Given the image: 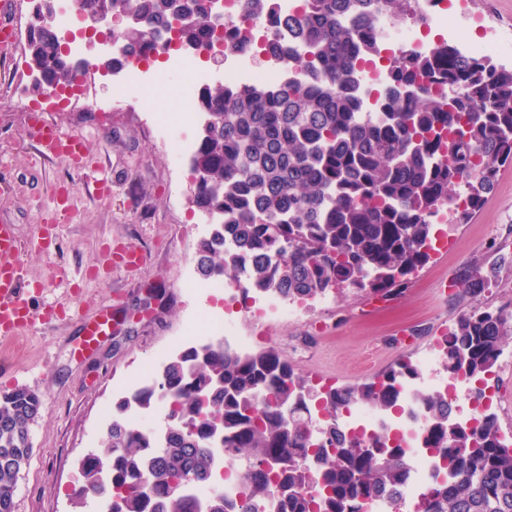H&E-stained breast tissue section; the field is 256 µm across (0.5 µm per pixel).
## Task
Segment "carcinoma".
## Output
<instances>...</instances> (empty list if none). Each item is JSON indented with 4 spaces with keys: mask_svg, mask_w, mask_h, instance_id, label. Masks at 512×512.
Returning a JSON list of instances; mask_svg holds the SVG:
<instances>
[{
    "mask_svg": "<svg viewBox=\"0 0 512 512\" xmlns=\"http://www.w3.org/2000/svg\"><path fill=\"white\" fill-rule=\"evenodd\" d=\"M206 2L74 5L149 18L151 29L112 34L138 56L158 50L154 30L162 28L186 49L220 42L229 51L238 33L217 35ZM304 2L284 15L275 0H241L244 16L266 14L304 45L288 82L241 90L221 80L199 93L216 121L202 129L192 157V204L220 214L197 246V268L241 286L245 298L306 301L345 288L389 295L429 260L438 213L446 208L468 223L512 164V69L444 42L388 65L387 88L368 112L361 83L365 55L376 48L370 30L383 16L403 15L407 0ZM26 52L42 83L72 85L54 24L37 25ZM227 240L250 257L248 270L224 252ZM487 283L475 268L457 277L464 295H480ZM507 332L500 311L460 315L442 343L444 369L471 384L486 380ZM416 376L401 360L374 382L318 392L274 349L191 345L118 405L123 413L167 401L164 440L154 449L141 430L112 420L79 463L74 512L94 494L104 512H362L374 500L401 512L410 449L388 432L351 436L336 418L354 404L395 410L399 387ZM417 397L429 421L417 440L442 460L421 492L426 512H512V442L495 413L476 408L459 423L440 393ZM42 406L43 396L27 388L0 393V512H14ZM216 447L244 467L234 496L214 488L202 503L191 488L216 477Z\"/></svg>",
    "mask_w": 512,
    "mask_h": 512,
    "instance_id": "1",
    "label": "carcinoma"
}]
</instances>
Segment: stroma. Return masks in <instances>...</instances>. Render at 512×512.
Wrapping results in <instances>:
<instances>
[{
  "label": "stroma",
  "instance_id": "obj_1",
  "mask_svg": "<svg viewBox=\"0 0 512 512\" xmlns=\"http://www.w3.org/2000/svg\"><path fill=\"white\" fill-rule=\"evenodd\" d=\"M43 102L30 87L27 60H13L0 48V221L15 225L25 243L53 218L55 186L68 185L76 204L58 221L52 253L22 254L29 277L45 284L34 306L64 303L68 316L50 330L0 343V392L26 387L44 397L15 512H73L79 462L98 448L143 367L159 353L182 351L183 336L202 327L203 313L223 315L224 297L196 268V245L211 227L200 223L190 201V159L163 143L168 135L200 142L201 127L177 122L161 134L154 112L133 100L114 104L110 79L92 73L79 99L45 116L87 137L100 174L115 184L104 201L65 160L38 157L27 115ZM443 232L449 248L432 252L397 294L346 289L334 293L330 307L313 305L302 319L273 317L258 325L241 317L237 329L254 332L257 349L277 350L295 372L336 387L373 381L402 359L419 362L459 315L512 312V164L501 169L469 223L444 225ZM112 245L142 250L146 265L94 276ZM468 266L489 278L476 297L454 286ZM101 307L115 312L109 334L85 357H73L82 322ZM488 383L495 392L491 410L511 441L512 335Z\"/></svg>",
  "mask_w": 512,
  "mask_h": 512
}]
</instances>
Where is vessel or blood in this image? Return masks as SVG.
<instances>
[{
	"label": "vessel or blood",
	"instance_id": "vessel-or-blood-1",
	"mask_svg": "<svg viewBox=\"0 0 512 512\" xmlns=\"http://www.w3.org/2000/svg\"><path fill=\"white\" fill-rule=\"evenodd\" d=\"M30 129L34 134L39 155L43 158L67 159L73 170L87 174L92 160L87 141L82 134L63 132L57 125L34 113L30 116ZM19 238L14 225L0 224V341L8 343L28 333H37L53 326L57 308L47 305L41 308L31 303L33 295L42 293L41 283L28 279L27 269L21 256ZM112 318L107 310L100 312L82 324V338L74 347V355L91 351L100 336L106 335Z\"/></svg>",
	"mask_w": 512,
	"mask_h": 512
}]
</instances>
